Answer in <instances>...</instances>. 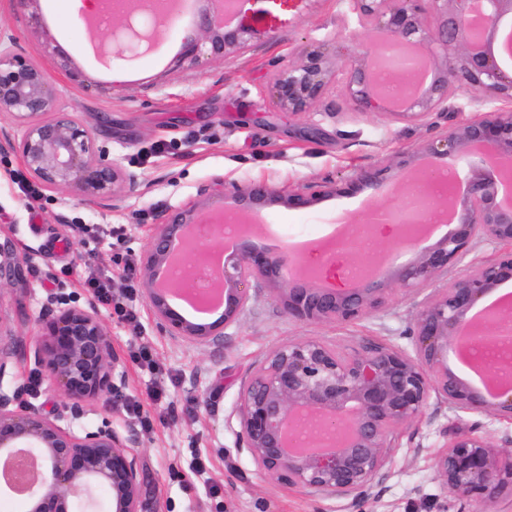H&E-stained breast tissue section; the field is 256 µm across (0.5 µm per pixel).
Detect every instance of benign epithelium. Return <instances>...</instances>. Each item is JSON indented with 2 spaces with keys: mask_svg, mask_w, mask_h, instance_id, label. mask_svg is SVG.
Returning <instances> with one entry per match:
<instances>
[{
  "mask_svg": "<svg viewBox=\"0 0 512 512\" xmlns=\"http://www.w3.org/2000/svg\"><path fill=\"white\" fill-rule=\"evenodd\" d=\"M195 27L186 37L183 58L223 57L253 38L288 23L292 0H202ZM362 25L384 29L412 62L392 57L390 46L341 66L320 50L302 49L295 61L273 73L271 101L281 112L310 111L327 94L331 77L346 69L344 91L357 112L388 114L407 121L437 112L461 88L506 109L454 124L437 138L402 154L394 163L364 169L343 183L312 184L285 194L265 180L222 185L231 195L241 224L267 207L306 209L333 194L365 188L381 191L410 173L419 178L459 160L469 163L466 192L441 196L436 205L451 209L448 233L433 244L413 245L409 227L394 240L413 251L409 262L383 270L370 266L353 287H323L319 270L301 265L277 289L288 315L313 323H351L381 309L398 290H420L461 263L477 240L496 243L495 260L473 264L447 287L438 288L418 310L408 339L414 354L387 344H367L342 353L318 339L275 346L241 392L239 447L261 473L290 488L329 491L358 501L368 497L399 431L425 413L431 397L475 417L435 458L439 479L453 499L497 512L501 496L512 494V449L492 446L477 417L494 416L512 424V373H489L481 392L448 367V349L466 350L471 338L487 345L512 346L509 307L484 311L478 324L470 313L500 285L512 281V68L496 57L498 22L512 15V0H353ZM125 39L114 53L135 49L156 34L157 10L146 0L122 8ZM432 75L397 106L384 95L394 72L412 83L418 67ZM0 112L20 122L21 135L9 146L30 175L51 190L66 189L83 202L110 201L135 186V176L106 158L88 128L60 105L55 78L41 65L0 44ZM214 196L200 192L194 202L163 215L155 225L142 262V284L151 316L161 331L206 339L224 335L237 323L248 300L251 279H277L294 263L248 243L224 252V311L208 323L193 322L173 309L168 293L156 287L157 271L170 261L173 243L187 236L213 208ZM27 286L24 262L8 242L0 243V285ZM51 311L41 323L34 350L42 379L68 401L72 419L87 403L115 389L123 376L112 337L91 310L69 305ZM0 390V458L21 452L44 460L48 469L33 476L28 512H143L142 480L133 441L108 422L75 429L32 407L15 406Z\"/></svg>",
  "mask_w": 512,
  "mask_h": 512,
  "instance_id": "1",
  "label": "benign epithelium"
}]
</instances>
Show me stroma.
<instances>
[{
  "instance_id": "35a3bbf8",
  "label": "stroma",
  "mask_w": 512,
  "mask_h": 512,
  "mask_svg": "<svg viewBox=\"0 0 512 512\" xmlns=\"http://www.w3.org/2000/svg\"><path fill=\"white\" fill-rule=\"evenodd\" d=\"M53 5L31 0L20 8L14 0H0V39H14L16 52L56 78L64 110L74 113L106 147L109 160L134 174L137 184L103 204L45 188L39 201L26 206L15 182L25 167L7 145L19 137L20 125L0 112V242H11L25 259L27 275L26 288L0 293V344L15 341L21 348L0 387L10 392L36 375L39 320L65 295L97 314L125 366L122 383L87 406L75 425L94 428L106 420L134 441L146 512H445L451 498L436 474L435 457L463 421L437 400L400 431L368 497L358 503L270 482L237 442L240 393L273 347L313 338L344 353L369 343L412 352L406 333L425 292H395L383 311L354 323H310L288 316L272 281L253 279L238 323L196 342L157 328L143 297L141 269L124 272L115 258L128 249L144 255L160 216L195 200L216 180L263 179L285 193L341 182L395 161L447 126L491 110V103L462 89L449 99L447 111L397 121L354 111L339 77L310 112L275 111L271 76L301 49L317 48L346 62L382 38V31L363 27L351 0H307L287 27L252 40L244 51L196 64L182 57L194 17H161L150 50L104 62L93 46L111 41V27L89 30L81 5L64 8L58 23H51ZM49 42L60 45L65 58L48 53ZM65 61L89 77L90 86L71 81L61 67ZM402 204L391 192L363 190L328 196L308 209L273 206L262 211L264 230L251 245L285 253L310 244L303 263L322 268L329 283L341 285L349 268L372 261V250L355 242L329 258L314 243L326 237L338 213L356 215L364 224L366 206L395 210ZM80 224L87 233L77 232ZM60 241L68 252L57 250ZM92 270L111 277L114 293H131L137 325L119 321L85 287ZM141 345L149 346L151 363L133 361ZM131 398L141 403L150 427L128 412Z\"/></svg>"
}]
</instances>
